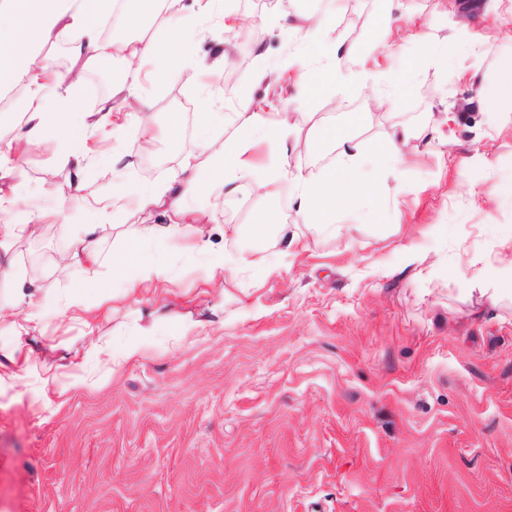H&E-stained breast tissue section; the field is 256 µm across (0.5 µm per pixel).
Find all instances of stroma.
<instances>
[{
	"label": "stroma",
	"mask_w": 512,
	"mask_h": 512,
	"mask_svg": "<svg viewBox=\"0 0 512 512\" xmlns=\"http://www.w3.org/2000/svg\"><path fill=\"white\" fill-rule=\"evenodd\" d=\"M387 5L434 45H447L454 30L467 37L451 64L421 67L388 107H376L375 88L361 84L300 102L307 61L298 58L291 73L282 61L301 42L298 14L320 11V0H222L194 41L196 80L140 79L136 93L151 103L148 151L114 168L100 162L76 191L55 141L27 145L23 182L42 233L18 244L14 266H41L45 287L62 296L81 277L59 270L74 231L93 219L86 201L111 194L120 177L177 187L201 117L219 151L259 101L272 113H370L355 133L364 148L426 113L448 116L447 141L427 132L403 145L400 196L383 178L367 203L374 218L344 216L346 230L309 238L299 256L222 233L271 208L299 231L291 180L272 198L228 194L232 210L205 229L228 254L248 248L259 263L277 256L279 274L258 287L229 276L223 294H205L204 260H186L175 241L163 251L165 293L135 300L117 285L109 319L88 329L65 319L43 326V349L56 354L34 353L25 385L0 384V512H512V294L491 306L479 289L494 280L450 275L472 258L493 269L512 255V204L467 193L491 177L512 182V113L481 107L464 76L479 68L491 86L497 58L512 52V22L483 23L495 0L463 12L448 0H345L334 15L353 54L340 60L342 72L398 70L418 55L404 29L377 45ZM243 32L251 38L241 44ZM229 44L239 47L233 66L216 67ZM125 71L113 62L87 72L84 107L108 96L122 104L115 90ZM218 301L220 322L179 334L178 317L201 318ZM144 326L152 334L141 357L89 385L52 378L59 351L89 356L108 344L119 352Z\"/></svg>",
	"instance_id": "35a3bbf8"
}]
</instances>
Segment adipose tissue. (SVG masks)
Returning <instances> with one entry per match:
<instances>
[{"label":"adipose tissue","instance_id":"ef3b65f1","mask_svg":"<svg viewBox=\"0 0 512 512\" xmlns=\"http://www.w3.org/2000/svg\"><path fill=\"white\" fill-rule=\"evenodd\" d=\"M219 2L206 0L203 8L169 14L165 11V0H0V94L16 86L25 90L23 124L0 132V165H6L9 173L23 175L21 144L45 138L57 141L63 162L75 163L79 168L96 161L89 144L95 134L112 138L120 155L140 152V139L129 138L126 130L131 124L147 128V112L137 107L126 111L114 109L108 98L101 100L97 111H86L74 95L75 87L89 69L114 60L125 63L128 77L135 84L147 63L152 66L154 81H164L171 75L194 79L199 63L192 49L193 38ZM333 14V8L328 7L304 19L303 46L310 56L324 61L323 66L303 73L300 78L301 93L307 100L325 95L344 82L336 71V61L350 55L351 50L334 36ZM158 17L164 26L159 38L117 43L102 35L103 24L110 20L120 21L128 29H138ZM415 38L420 52L403 72L364 71L361 79L385 86L390 96H398L407 78L418 68L441 58L424 33H416ZM59 41L67 44L70 55V67L63 73L54 70L43 54L46 46ZM301 119L298 112H280L273 118L263 112L250 113L245 128L225 141L219 152L211 151L210 124L202 122L199 152L184 162L180 187L174 195L152 186L120 181L113 187L111 197L90 203L96 220L81 225L70 249V264L82 271L83 284L58 297L44 288L41 269L31 267L14 276L10 306L27 307L29 321L37 324L49 316H65L87 327L93 320L109 317L113 295L109 278L101 277L100 269L102 246L112 235L117 236L120 245L112 251L111 278L124 282L125 296H136L145 284L168 281L170 269L152 253L151 247L184 236V228L178 224L142 223L126 224L120 232H113L107 217L114 202L132 196L140 210L165 205L180 212L187 203L196 201L200 212L217 211L224 206L226 188L240 181L247 182L257 195H276L278 177L272 174V165L255 159L253 148L257 142H266L278 150L275 163L287 164L283 146L289 134L298 130ZM367 119L364 112L344 114L339 120L322 123L317 138L304 143L308 152L322 144L339 151L338 162L319 174L297 172L292 176L297 210L310 234H335L337 217L361 211L365 198L378 191L374 176H365L361 171L363 160H370L375 172H389L395 181V191L403 189L402 145L415 136V129L394 130L365 153L349 131L364 126ZM17 199V193L0 190V216L6 219L0 225V270L7 273H11L17 243L40 231L39 225L31 221H19ZM186 255L204 258L209 270L207 285L212 289L222 287L225 274H245L253 268L247 254L226 258L223 250L214 249L210 239L202 235L189 242Z\"/></svg>","mask_w":512,"mask_h":512}]
</instances>
